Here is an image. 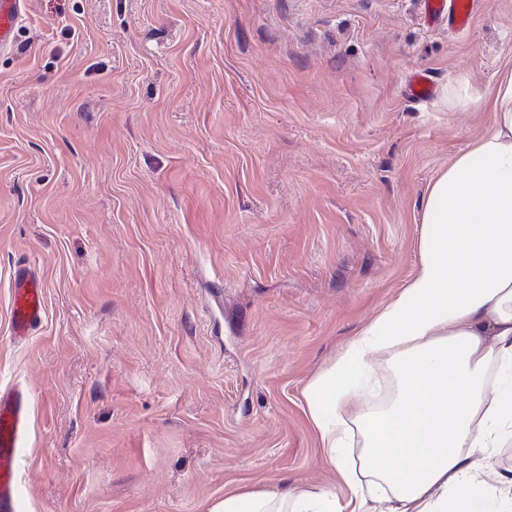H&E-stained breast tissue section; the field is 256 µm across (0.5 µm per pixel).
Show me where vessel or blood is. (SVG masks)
<instances>
[{
  "mask_svg": "<svg viewBox=\"0 0 512 512\" xmlns=\"http://www.w3.org/2000/svg\"><path fill=\"white\" fill-rule=\"evenodd\" d=\"M26 0H0V48L11 45ZM426 14L455 29L466 28L478 16L477 0H424ZM435 90L431 72L419 71L407 85L408 97L429 101ZM45 292L42 280L30 267L20 266L10 288L9 329L16 339L30 337L42 324ZM32 397L15 385L0 389V512H16L20 475L17 465L21 443L27 434Z\"/></svg>",
  "mask_w": 512,
  "mask_h": 512,
  "instance_id": "1",
  "label": "vessel or blood"
}]
</instances>
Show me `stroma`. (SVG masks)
<instances>
[{"mask_svg": "<svg viewBox=\"0 0 512 512\" xmlns=\"http://www.w3.org/2000/svg\"><path fill=\"white\" fill-rule=\"evenodd\" d=\"M510 70L512 0L463 32L423 0H27L0 49V387L33 396L18 512L348 497L302 391L412 275L427 186ZM25 261L46 311L19 343ZM434 90V76L427 70L413 74L407 85V95L415 102L429 101L434 94ZM45 292L41 277L21 265L14 273L10 288L9 329L14 339L30 337L42 324Z\"/></svg>", "mask_w": 512, "mask_h": 512, "instance_id": "35a3bbf8", "label": "stroma"}]
</instances>
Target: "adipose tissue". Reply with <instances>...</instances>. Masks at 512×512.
<instances>
[{"instance_id":"1","label":"adipose tissue","mask_w":512,"mask_h":512,"mask_svg":"<svg viewBox=\"0 0 512 512\" xmlns=\"http://www.w3.org/2000/svg\"><path fill=\"white\" fill-rule=\"evenodd\" d=\"M493 119L426 190L413 274L304 390L319 446L350 490L243 487L208 512H370L342 462L348 422L361 420L365 463L385 484L379 512H469L491 490L512 512V477L493 450L512 436V389L487 397L485 373L512 378V73L500 80ZM390 363L398 386L382 412L356 399V376Z\"/></svg>"}]
</instances>
